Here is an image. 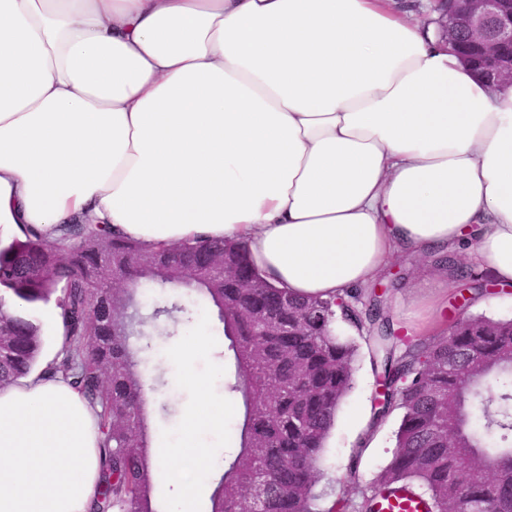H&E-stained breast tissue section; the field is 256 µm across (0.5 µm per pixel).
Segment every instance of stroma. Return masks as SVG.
I'll return each instance as SVG.
<instances>
[{
	"label": "stroma",
	"mask_w": 512,
	"mask_h": 512,
	"mask_svg": "<svg viewBox=\"0 0 512 512\" xmlns=\"http://www.w3.org/2000/svg\"><path fill=\"white\" fill-rule=\"evenodd\" d=\"M470 273L475 289L485 293V303L479 307H462L455 297L456 280H435L430 259L412 251L397 254L373 287L377 294L383 295L394 324L399 325V333L405 337L428 335L433 328L447 327L464 313L495 320L512 319V293L493 291L492 278L481 269L471 268ZM190 308L191 321L170 324L168 335L160 339L144 368L147 375L163 379L157 393L149 400V432L155 439L175 436L184 410L197 401L196 391L177 381L180 365L172 358V350L179 347L186 336L192 335L200 322L209 335L222 334L216 313L203 300H191ZM193 368L200 379L211 380L213 395L235 410L234 416L224 421L223 437L211 449V477L198 492L199 512H209L215 480L223 474L225 461L233 458L239 446L237 426L242 420V403L224 391L225 382L234 378L232 353L216 347L199 354ZM378 392L379 383L368 349L360 347L354 387L337 412L324 455L326 477L317 487L322 496L321 507H329L341 494V479L351 460H358L362 482L368 487L391 460L401 414L393 412L382 425L372 427L374 399Z\"/></svg>",
	"instance_id": "35a3bbf8"
}]
</instances>
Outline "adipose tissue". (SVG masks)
Instances as JSON below:
<instances>
[{
    "instance_id": "obj_1",
    "label": "adipose tissue",
    "mask_w": 512,
    "mask_h": 512,
    "mask_svg": "<svg viewBox=\"0 0 512 512\" xmlns=\"http://www.w3.org/2000/svg\"><path fill=\"white\" fill-rule=\"evenodd\" d=\"M146 246L242 240L327 298L402 250L467 247L512 284V89L393 0H0V231L71 216ZM198 405L154 449L171 512L210 464ZM96 414L63 378L0 389V512H90Z\"/></svg>"
}]
</instances>
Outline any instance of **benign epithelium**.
Listing matches in <instances>:
<instances>
[{"label":"benign epithelium","instance_id":"obj_1","mask_svg":"<svg viewBox=\"0 0 512 512\" xmlns=\"http://www.w3.org/2000/svg\"><path fill=\"white\" fill-rule=\"evenodd\" d=\"M454 4L440 13L439 34L464 60H478L492 87L512 85V0H435Z\"/></svg>","mask_w":512,"mask_h":512}]
</instances>
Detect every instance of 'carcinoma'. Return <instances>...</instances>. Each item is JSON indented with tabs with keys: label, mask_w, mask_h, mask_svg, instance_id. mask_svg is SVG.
Instances as JSON below:
<instances>
[{
	"label": "carcinoma",
	"mask_w": 512,
	"mask_h": 512,
	"mask_svg": "<svg viewBox=\"0 0 512 512\" xmlns=\"http://www.w3.org/2000/svg\"><path fill=\"white\" fill-rule=\"evenodd\" d=\"M57 231L55 240L32 228L0 240V388L39 366V311L54 303L63 343L41 373L62 374L100 408L103 489L92 512H158L146 419L154 385L138 355L167 333L162 320L185 317L186 296L216 309L235 363L224 389L244 408L239 448L211 512H378V498L397 488L424 501L427 512H512V319L460 318L450 331L401 345L375 293L294 296L264 277L243 241L146 248L81 219ZM226 268L252 287H234ZM144 287L168 302L133 315ZM97 300L109 311L103 324L91 314ZM266 316L280 333L266 331ZM339 319L358 337L337 335ZM358 338L386 388L371 427L396 409L402 418L391 461L371 490L352 464L345 492L323 511L316 487L354 384Z\"/></svg>",
	"instance_id": "cac0c4a2"
}]
</instances>
